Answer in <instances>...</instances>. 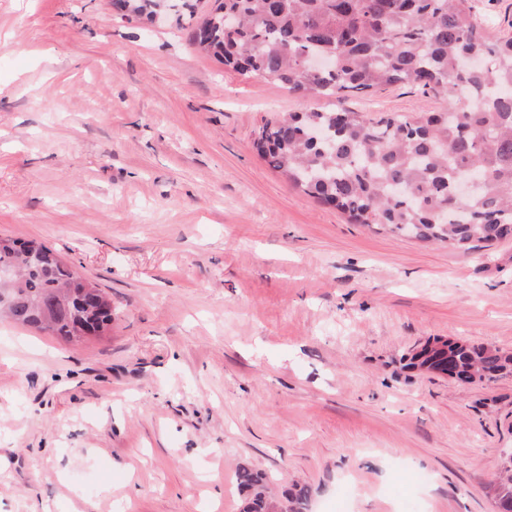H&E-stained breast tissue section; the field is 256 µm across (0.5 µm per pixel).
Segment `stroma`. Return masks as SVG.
<instances>
[{
    "label": "stroma",
    "mask_w": 512,
    "mask_h": 512,
    "mask_svg": "<svg viewBox=\"0 0 512 512\" xmlns=\"http://www.w3.org/2000/svg\"><path fill=\"white\" fill-rule=\"evenodd\" d=\"M188 23L0 0V237L112 300L66 343L0 322V512H241L240 468L311 512H496L512 374L403 368L447 337L512 353V238L468 253L349 223L252 148L329 111L225 70ZM412 85L345 101L416 117Z\"/></svg>",
    "instance_id": "1"
}]
</instances>
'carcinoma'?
<instances>
[{
    "label": "carcinoma",
    "instance_id": "1",
    "mask_svg": "<svg viewBox=\"0 0 512 512\" xmlns=\"http://www.w3.org/2000/svg\"><path fill=\"white\" fill-rule=\"evenodd\" d=\"M127 16L153 21L163 10L194 18L197 0H114ZM199 51L227 70L257 76L304 98L345 100L385 86L416 85L445 107L415 119L345 109L267 119L253 149L308 196L352 224L383 225L463 252L512 236V36H491L474 0H214L189 31ZM331 58L307 67L311 54ZM475 181L470 197L458 182ZM48 247L0 237V317L65 342L112 323V300ZM408 369L451 364L463 382L512 371V356L456 340ZM244 512H308L311 490L277 496L267 476L243 468ZM498 512H512V466L490 483Z\"/></svg>",
    "mask_w": 512,
    "mask_h": 512
}]
</instances>
